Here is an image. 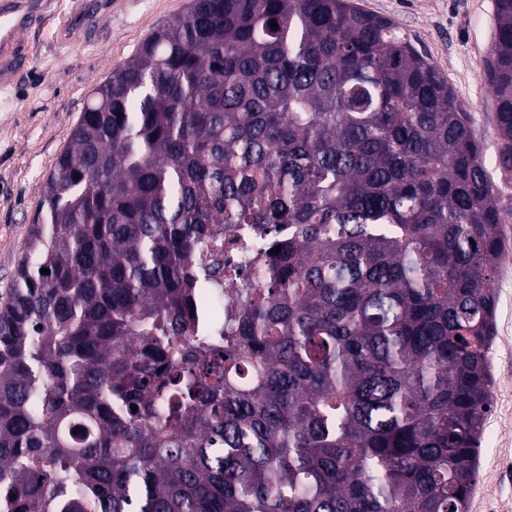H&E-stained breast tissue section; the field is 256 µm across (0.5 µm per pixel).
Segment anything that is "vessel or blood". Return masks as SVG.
<instances>
[{
  "label": "vessel or blood",
  "instance_id": "vessel-or-blood-1",
  "mask_svg": "<svg viewBox=\"0 0 512 512\" xmlns=\"http://www.w3.org/2000/svg\"><path fill=\"white\" fill-rule=\"evenodd\" d=\"M44 0H0V84L22 61L23 36L44 17Z\"/></svg>",
  "mask_w": 512,
  "mask_h": 512
}]
</instances>
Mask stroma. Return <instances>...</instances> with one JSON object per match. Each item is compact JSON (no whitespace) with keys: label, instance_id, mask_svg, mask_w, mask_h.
Masks as SVG:
<instances>
[{"label":"stroma","instance_id":"stroma-1","mask_svg":"<svg viewBox=\"0 0 512 512\" xmlns=\"http://www.w3.org/2000/svg\"><path fill=\"white\" fill-rule=\"evenodd\" d=\"M392 20L472 111L487 171L512 196L497 166L495 110L486 82L494 0H355ZM189 0H112L109 12L64 36L77 0H49L27 34V64L0 87V294L10 288L34 221L41 186L92 89L155 30L182 15ZM492 403L481 435L479 477L469 512H512V274L499 276L495 338L489 353Z\"/></svg>","mask_w":512,"mask_h":512}]
</instances>
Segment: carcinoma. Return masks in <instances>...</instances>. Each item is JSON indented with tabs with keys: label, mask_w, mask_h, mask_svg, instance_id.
<instances>
[{
	"label": "carcinoma",
	"mask_w": 512,
	"mask_h": 512,
	"mask_svg": "<svg viewBox=\"0 0 512 512\" xmlns=\"http://www.w3.org/2000/svg\"><path fill=\"white\" fill-rule=\"evenodd\" d=\"M495 22L509 180L512 0ZM506 215L390 19L191 0L43 184L0 306V512H468ZM239 224L267 240L241 295L212 272Z\"/></svg>",
	"instance_id": "cac0c4a2"
}]
</instances>
